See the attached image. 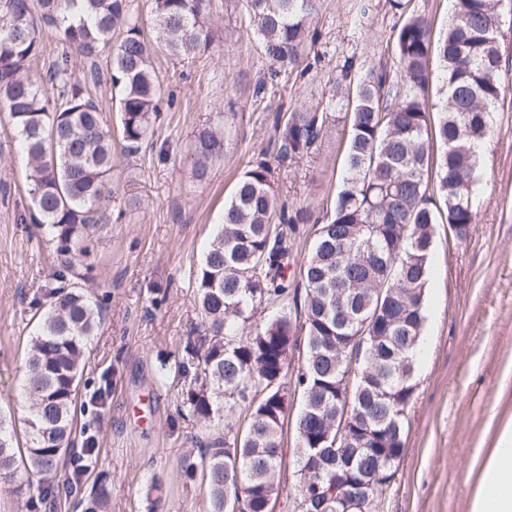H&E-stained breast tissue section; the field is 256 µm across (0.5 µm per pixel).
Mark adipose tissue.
Returning <instances> with one entry per match:
<instances>
[{
  "mask_svg": "<svg viewBox=\"0 0 512 512\" xmlns=\"http://www.w3.org/2000/svg\"><path fill=\"white\" fill-rule=\"evenodd\" d=\"M478 483L470 512H512V425L500 434L495 448L475 454Z\"/></svg>",
  "mask_w": 512,
  "mask_h": 512,
  "instance_id": "adipose-tissue-1",
  "label": "adipose tissue"
}]
</instances>
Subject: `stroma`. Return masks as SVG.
Returning <instances> with one entry per match:
<instances>
[{"label":"stroma","mask_w":512,"mask_h":512,"mask_svg":"<svg viewBox=\"0 0 512 512\" xmlns=\"http://www.w3.org/2000/svg\"><path fill=\"white\" fill-rule=\"evenodd\" d=\"M362 0H322L307 49L308 73L272 75L246 29L242 0H211L207 25L215 41L193 60L159 52L154 67L174 107H161L154 134L133 156L116 153L112 181L118 199H137L119 219L89 236L84 286L105 295L103 321L87 345L80 384L77 439L93 435L97 449L82 478V494L108 491V512H206L207 487L185 467L201 442L243 428L247 407L224 409L207 427L184 415L188 377L173 364L196 336L193 272L209 244L224 202L248 168L267 164L290 210L321 216L341 186L347 146L344 123L327 121L312 154L280 158L279 114L316 108L333 94L336 69L356 56L364 68L391 64L401 22L388 0H369L365 28L353 23ZM500 76L505 89L482 153L474 187L477 221L466 240L437 225L426 290L423 357L409 409L404 456L379 501V512H469L477 479L471 455L495 447L512 421V0H503ZM224 126V157L207 183L190 171L194 130L209 120ZM17 130L0 112V414L26 409L21 365L35 330L32 315L54 277L53 247L35 233L26 162ZM315 224L296 227L288 273L290 307L304 317L299 277ZM170 364L158 378L160 364Z\"/></svg>","instance_id":"obj_1"}]
</instances>
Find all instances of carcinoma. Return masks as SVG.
I'll return each instance as SVG.
<instances>
[{"label":"carcinoma","instance_id":"cac0c4a2","mask_svg":"<svg viewBox=\"0 0 512 512\" xmlns=\"http://www.w3.org/2000/svg\"><path fill=\"white\" fill-rule=\"evenodd\" d=\"M133 0H0V111L20 136L35 214L32 223L63 257L58 275L74 274L88 254L89 230L112 211L114 138L136 153L153 135L162 88L152 66L161 50L194 59L211 42L210 0H151L154 37L141 34ZM245 19L261 53L292 72L304 63L321 0H244ZM448 27L432 35L412 14L395 37L400 80L387 68L362 70L347 57L334 78V98L349 124L345 173L333 214L321 222L300 268L305 320L288 312L290 233L308 220L279 202L269 167L242 173L196 271L202 335L187 348L193 373L182 403L206 426L222 404L246 403L244 432L208 441L199 463L209 512H272L282 493V435L288 420L289 354L304 336L303 366L293 380L301 406L294 422L297 512H371L392 481L404 451L416 388L415 350L423 334L435 225L476 223L474 175L492 112L502 100L501 0H451ZM60 50L45 80L27 75L42 52V26ZM109 51V81L119 112L106 124L97 59ZM438 63V101L425 93ZM84 64V80L73 64ZM327 113L295 111L277 124L280 155L300 160L322 135ZM441 143L432 158V140ZM224 156V131L204 124L193 135L191 168L202 184ZM436 171L438 196L429 193ZM38 304L25 361L26 444L15 448L0 419V479L21 494L57 497L60 465L71 452L78 392L89 337L100 307L73 282ZM357 336L363 359L352 371L336 351L339 337ZM353 375L346 386V376ZM343 421L337 447L315 448L325 425ZM38 480L33 482L31 477ZM317 478L321 490L309 486Z\"/></svg>","mask_w":512,"mask_h":512}]
</instances>
